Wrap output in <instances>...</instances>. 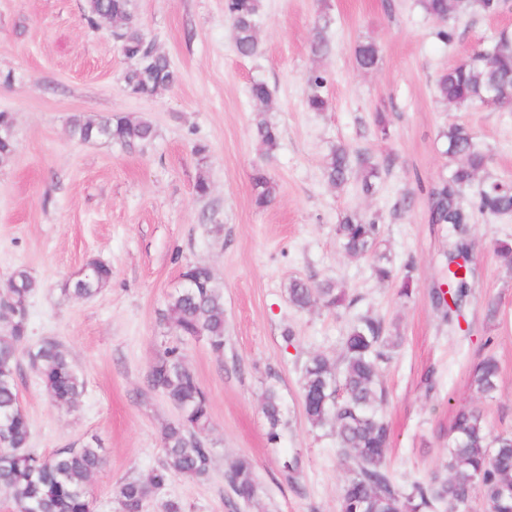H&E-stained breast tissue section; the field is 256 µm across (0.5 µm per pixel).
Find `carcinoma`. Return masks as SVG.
<instances>
[{"instance_id":"1","label":"carcinoma","mask_w":512,"mask_h":512,"mask_svg":"<svg viewBox=\"0 0 512 512\" xmlns=\"http://www.w3.org/2000/svg\"><path fill=\"white\" fill-rule=\"evenodd\" d=\"M422 11L440 23L437 38L451 44L458 37L455 21L462 16H492L507 6V0H418ZM263 0H224V15L234 30L235 48L242 57L260 53L257 22ZM87 21L92 26L121 22V46L137 54L148 46L145 35L135 23L132 0H88ZM325 26L316 25L310 49L322 58L329 53L323 34ZM380 47L373 41L359 43L354 61L362 71L375 69ZM125 87L140 96H152L175 82L169 58L151 49L135 67L123 75ZM327 80L319 70L308 77L305 101L311 112H325L329 99ZM439 99L456 109L479 108L489 91L504 104L512 105V33H498L487 48H475L465 58L448 67L436 84ZM251 98L262 105L253 118L256 137L272 154L279 144L280 130L266 116L271 91L263 82L250 86ZM71 138L79 142L109 141L125 150L141 147L155 137L153 123L132 113L111 115L99 120L72 117ZM451 166L427 189L428 220L446 224L456 240L448 250L446 278L447 303L441 290L433 298L442 309L448 325L459 323L462 305L469 295L474 267L460 264L459 258L472 253L466 227L474 214L512 215V181L483 178L477 193L468 190L489 163L488 153L466 125L451 122L439 134ZM15 152L14 121L8 112H0V165L8 163ZM323 176L336 189H344L357 178L362 193L376 191L388 169L366 149L349 150L338 145L324 156ZM255 204L264 207L276 195V184L262 169L252 175ZM379 218L359 212L345 214L336 225V238L345 253L352 256L375 254L381 242ZM112 278L111 266L91 262L81 276L66 282L63 291L77 298H90ZM181 278L191 283L168 296L164 319L186 338L203 336L211 351L224 354V282L210 269L187 265ZM39 283L25 269L15 270L7 288L0 292V490L8 492L17 512H89V480L100 469L105 457L95 439L79 447L61 448L50 454H38L30 448L31 424L21 406L18 390L19 353L28 350V322L12 318V313L29 301ZM288 301L298 310L320 303L327 308L346 301L345 290L327 279L312 284L300 278L288 283ZM400 336L387 332L384 323L372 316H361L350 327L341 362L332 364L321 355L312 356L304 365L301 399L306 419L315 429L329 428L345 465L341 487V512H436L439 506L468 512L471 499L478 495L488 512H512V432L494 434L477 406L460 408L453 419L448 439L447 474H433L410 488L400 486L386 465L391 443L389 423L382 414L387 393L381 371ZM31 367L38 374L49 396L58 404L73 407L83 395L86 383L66 350L47 340L29 350ZM499 363L486 355L469 372V383L476 394L487 397L496 391ZM147 385L162 393L178 410L177 418L163 431V457L144 479L126 477L116 492L117 512H142L144 503L175 476L201 478L209 472L213 448L207 434L211 426L210 402L196 372L186 362L182 349L168 346L151 366ZM262 412L268 425V440L275 443L285 426L281 397L276 386L263 392ZM225 480L239 503L261 508V487L253 460L237 456L224 473Z\"/></svg>"}]
</instances>
